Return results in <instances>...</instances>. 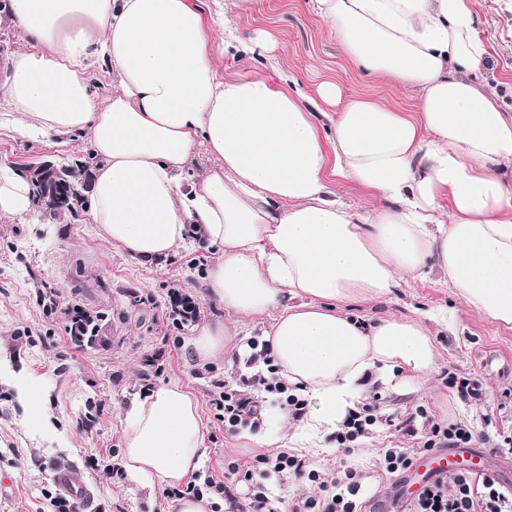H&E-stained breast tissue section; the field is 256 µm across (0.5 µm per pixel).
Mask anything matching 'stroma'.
Wrapping results in <instances>:
<instances>
[{"label":"stroma","instance_id":"stroma-1","mask_svg":"<svg viewBox=\"0 0 512 512\" xmlns=\"http://www.w3.org/2000/svg\"><path fill=\"white\" fill-rule=\"evenodd\" d=\"M473 7L489 49L480 80L512 113V0H473ZM237 27L244 40L266 31L275 49L225 55V74L258 73L275 83L291 75L311 98L319 83L332 81L346 101L369 97L407 112L417 109L415 92L366 75L344 56L310 0H254ZM13 120L11 105L0 95V169L16 172L44 160L96 165L88 137H23ZM215 257L214 250L193 242L161 264H141L100 237L85 205L77 216L55 221L36 212L22 221L0 219V478L7 480L0 485V512H52L50 499L61 493L55 476L68 467L84 475L87 512H168L161 489L143 490L111 471L123 460L125 410L147 384L177 383L196 398L205 432L203 475L223 478L228 457L240 468L252 466L253 454L237 433L225 431L210 404L214 380L236 385L244 366L228 357L209 373L185 348L197 325L224 315L205 288V271ZM175 289L197 299V323H172ZM46 296L54 308L43 306ZM76 303L106 314L94 347L80 349L70 340L63 312ZM349 310L368 321L389 314L417 320L431 331L438 353L423 384L391 388L371 377L364 401H375L380 413L398 422L423 408L435 420L472 427L476 448L493 457L501 489H512V447L502 439L512 431V329L470 311L430 263L385 298L353 303ZM161 347L167 358L157 372L143 358ZM452 372L478 380L483 398L460 399L446 383ZM27 394L36 396V405L24 402ZM415 428L412 434L377 429L359 439L348 458L362 471L367 495L386 499L391 512H408L414 497L395 479L379 477L375 463L385 449L417 448L423 421L416 419Z\"/></svg>","mask_w":512,"mask_h":512}]
</instances>
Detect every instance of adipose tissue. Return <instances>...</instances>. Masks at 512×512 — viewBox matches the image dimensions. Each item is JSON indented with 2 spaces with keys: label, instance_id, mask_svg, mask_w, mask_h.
<instances>
[{
  "label": "adipose tissue",
  "instance_id": "obj_1",
  "mask_svg": "<svg viewBox=\"0 0 512 512\" xmlns=\"http://www.w3.org/2000/svg\"><path fill=\"white\" fill-rule=\"evenodd\" d=\"M311 2L360 68L416 92L417 115L366 97L341 103L326 82L319 99L342 109L323 133L301 92L261 74L224 77L226 54L271 48L268 34L246 46L235 35L252 0L211 16L194 0H11L24 44L0 91L22 129L88 135L100 236L148 265L190 236L216 248L205 283L225 316L186 341L198 365L231 354V321L271 318L278 374L310 406L283 438L251 436L256 448L324 447L368 376L428 378L436 352L422 323L346 309L427 261L467 308L512 328V115L478 81L488 50L472 0ZM337 178L385 206L351 212L330 188ZM32 210L27 179L0 176V216ZM204 442L199 406L179 384L125 413L124 466L141 487L186 482Z\"/></svg>",
  "mask_w": 512,
  "mask_h": 512
}]
</instances>
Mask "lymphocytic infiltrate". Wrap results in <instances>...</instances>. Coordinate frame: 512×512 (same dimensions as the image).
I'll return each instance as SVG.
<instances>
[{
    "label": "lymphocytic infiltrate",
    "mask_w": 512,
    "mask_h": 512,
    "mask_svg": "<svg viewBox=\"0 0 512 512\" xmlns=\"http://www.w3.org/2000/svg\"><path fill=\"white\" fill-rule=\"evenodd\" d=\"M246 362L253 372L241 376L240 388L227 386L224 380H215L211 404L217 421L225 427H259L263 421L261 398L249 397V390L269 394L272 403L284 414L300 419L307 411L305 400L288 392V386L276 375L270 347L266 340L251 337ZM393 426L391 417L378 412L375 403L367 402L349 412L340 430L330 436L339 455L353 452L352 444L359 438L370 436L373 425ZM362 473L340 464L336 477L322 480L319 471L311 468L296 454L279 452L256 455L252 467L240 469L233 461H225L223 479L206 477L190 480L186 486L168 490L167 495L178 498L184 495L208 494L228 502L233 512H277L271 497L273 482L295 480L308 483L309 493L297 495L289 503V512H362L365 490ZM244 486L243 496H236L234 489ZM412 512H512V497L501 492L494 479L468 473L441 475L424 485L412 504Z\"/></svg>",
    "instance_id": "lymphocytic-infiltrate-1"
}]
</instances>
